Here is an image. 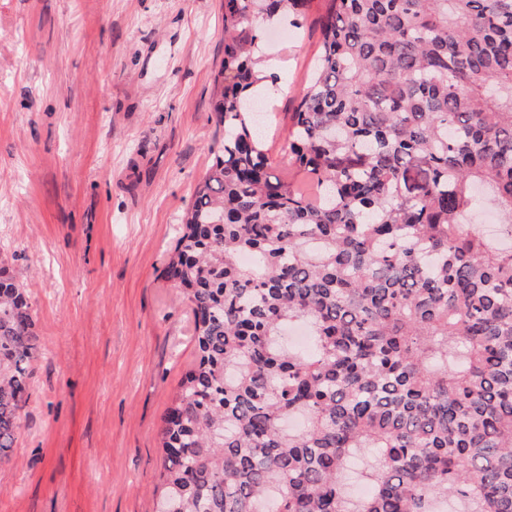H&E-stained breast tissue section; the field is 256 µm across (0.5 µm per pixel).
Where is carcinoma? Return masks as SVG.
<instances>
[{"label": "carcinoma", "mask_w": 512, "mask_h": 512, "mask_svg": "<svg viewBox=\"0 0 512 512\" xmlns=\"http://www.w3.org/2000/svg\"><path fill=\"white\" fill-rule=\"evenodd\" d=\"M311 3L224 0V137L168 263L199 361L163 417L158 512H512V246L467 222L479 184L512 239V0H323L283 161L314 198L250 95L266 29ZM36 354L1 268L0 460Z\"/></svg>", "instance_id": "1"}]
</instances>
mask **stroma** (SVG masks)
I'll return each instance as SVG.
<instances>
[{"label":"stroma","mask_w":512,"mask_h":512,"mask_svg":"<svg viewBox=\"0 0 512 512\" xmlns=\"http://www.w3.org/2000/svg\"><path fill=\"white\" fill-rule=\"evenodd\" d=\"M222 4L0 0V267L37 338L0 512H156L163 416L197 359L167 266L224 135ZM320 6L262 50L277 166Z\"/></svg>","instance_id":"35a3bbf8"}]
</instances>
